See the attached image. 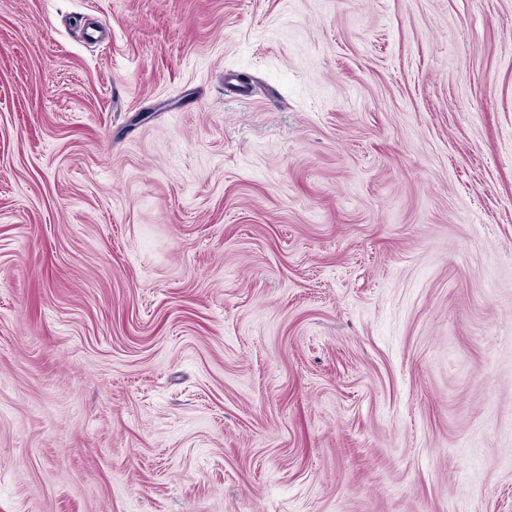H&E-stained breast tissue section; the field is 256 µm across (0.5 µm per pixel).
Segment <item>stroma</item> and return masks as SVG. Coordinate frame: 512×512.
Instances as JSON below:
<instances>
[{
  "mask_svg": "<svg viewBox=\"0 0 512 512\" xmlns=\"http://www.w3.org/2000/svg\"><path fill=\"white\" fill-rule=\"evenodd\" d=\"M0 512H512V0H0Z\"/></svg>",
  "mask_w": 512,
  "mask_h": 512,
  "instance_id": "obj_1",
  "label": "stroma"
}]
</instances>
